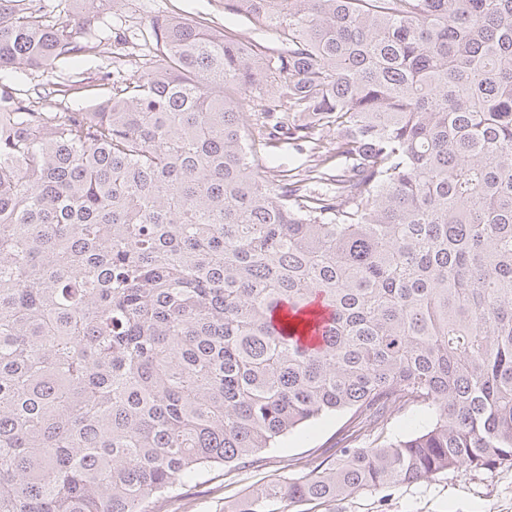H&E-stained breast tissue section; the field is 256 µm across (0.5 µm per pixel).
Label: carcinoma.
<instances>
[{"instance_id": "carcinoma-1", "label": "carcinoma", "mask_w": 512, "mask_h": 512, "mask_svg": "<svg viewBox=\"0 0 512 512\" xmlns=\"http://www.w3.org/2000/svg\"><path fill=\"white\" fill-rule=\"evenodd\" d=\"M78 2L0 0V69L90 51ZM224 10L279 48L168 15L89 109L0 88V512H151L338 413L224 512L512 464V0ZM428 422L427 414L418 407H409L395 412L385 426L383 436L394 439L407 437Z\"/></svg>"}]
</instances>
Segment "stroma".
<instances>
[{
	"mask_svg": "<svg viewBox=\"0 0 512 512\" xmlns=\"http://www.w3.org/2000/svg\"><path fill=\"white\" fill-rule=\"evenodd\" d=\"M159 15L199 19L218 28H230L274 46V39L245 17L225 12L224 0H101L98 42L94 49L67 64L40 70L4 68L0 85L18 96L36 101L43 112H70L87 108L93 95L109 93L111 74L136 79L143 71L150 24ZM85 80L88 91L55 94L56 85ZM344 416L322 418L305 430L282 438L276 447L260 452L255 466L235 471L214 467L194 482L174 488L153 512H224L226 503L249 487L295 477L298 465L315 456L333 455ZM301 512H512V467L469 471L458 469L398 489L363 491L343 500L305 504Z\"/></svg>",
	"mask_w": 512,
	"mask_h": 512,
	"instance_id": "obj_1",
	"label": "stroma"
}]
</instances>
